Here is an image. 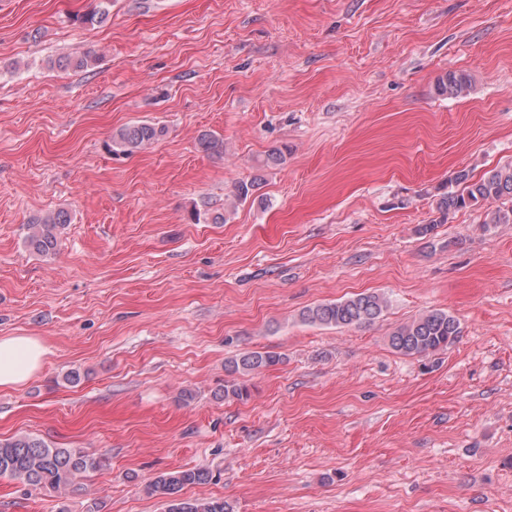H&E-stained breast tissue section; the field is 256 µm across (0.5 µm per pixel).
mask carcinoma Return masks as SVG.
<instances>
[{
	"mask_svg": "<svg viewBox=\"0 0 512 512\" xmlns=\"http://www.w3.org/2000/svg\"><path fill=\"white\" fill-rule=\"evenodd\" d=\"M90 55H62L49 61L59 70H82ZM470 86L469 75L448 71L438 78L439 94L459 96ZM165 127L138 122L119 128L112 135V148L132 154L159 140ZM454 188L443 193L436 202L440 217L424 227L428 232L459 210L479 208L485 203L507 200L512 202V163L488 171L474 179L467 170L456 172L451 180ZM67 213L59 211L32 225L29 247L38 254H47L56 244V229L68 223ZM387 301L376 293H360L345 299L317 304L303 311L302 318L312 324L350 327L370 324L379 319ZM461 334L460 322L442 310H432L396 327L390 335L394 350L406 356H423L444 350ZM280 355L269 351L242 353L225 364L231 374L257 375L278 364ZM104 461L93 452L56 448L42 439L28 435L0 439V477H7L40 492L58 493L76 486L83 473L101 468ZM212 472L204 467L166 471L147 485L152 496L166 499V512H231L230 506L219 498H179L181 490L212 480Z\"/></svg>",
	"mask_w": 512,
	"mask_h": 512,
	"instance_id": "1",
	"label": "carcinoma"
}]
</instances>
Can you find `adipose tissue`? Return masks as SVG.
Instances as JSON below:
<instances>
[{
    "instance_id": "1",
    "label": "adipose tissue",
    "mask_w": 512,
    "mask_h": 512,
    "mask_svg": "<svg viewBox=\"0 0 512 512\" xmlns=\"http://www.w3.org/2000/svg\"><path fill=\"white\" fill-rule=\"evenodd\" d=\"M47 349L35 336L0 337V387L22 386L44 364Z\"/></svg>"
}]
</instances>
